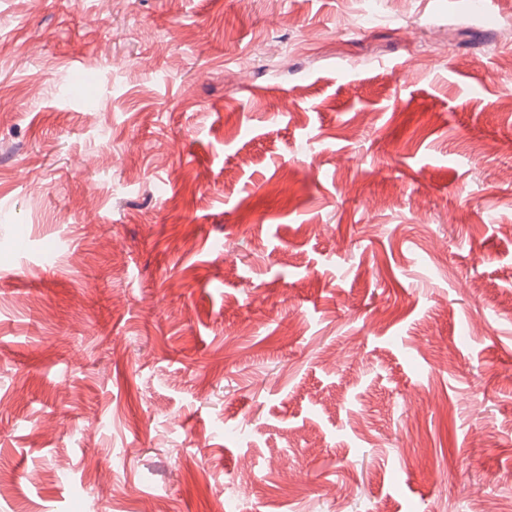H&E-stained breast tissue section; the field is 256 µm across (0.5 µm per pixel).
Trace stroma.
Segmentation results:
<instances>
[{"label":"stroma","instance_id":"35a3bbf8","mask_svg":"<svg viewBox=\"0 0 512 512\" xmlns=\"http://www.w3.org/2000/svg\"><path fill=\"white\" fill-rule=\"evenodd\" d=\"M508 27L0 0V512L512 498Z\"/></svg>","mask_w":512,"mask_h":512}]
</instances>
